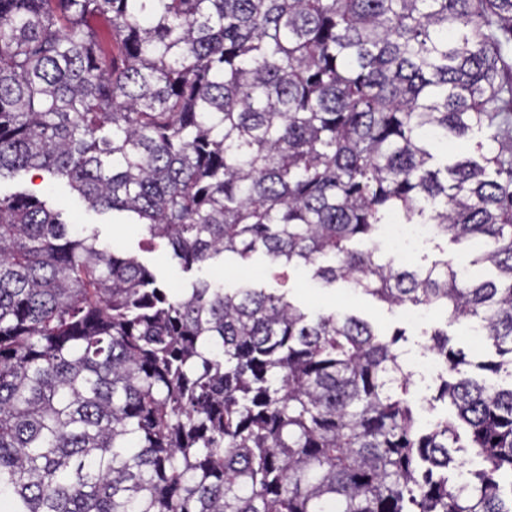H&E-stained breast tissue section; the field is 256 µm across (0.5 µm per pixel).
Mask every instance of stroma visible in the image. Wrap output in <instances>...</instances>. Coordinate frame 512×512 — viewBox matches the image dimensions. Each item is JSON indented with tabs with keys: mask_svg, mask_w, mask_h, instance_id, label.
I'll list each match as a JSON object with an SVG mask.
<instances>
[{
	"mask_svg": "<svg viewBox=\"0 0 512 512\" xmlns=\"http://www.w3.org/2000/svg\"><path fill=\"white\" fill-rule=\"evenodd\" d=\"M16 192L43 197L50 208L60 212L62 220L86 232L97 233L104 244L137 257L156 275L160 285L173 291H184L195 281L213 278L220 271L224 274L225 288H263L285 295L312 313L355 315L368 321L384 338L399 335L397 349L414 366L430 358L428 334L434 330L447 333L451 345L464 348L474 360H490L495 356L491 343L472 339L463 324L449 321L443 309L427 311L421 322H412L403 308L354 292L349 284L341 281L323 284L314 278L312 268L292 270L273 264L260 252L247 259L228 253L214 264L183 269L164 240L151 238L142 225L130 223L124 215L88 208L65 182L51 179L46 172L31 170L0 179L1 195Z\"/></svg>",
	"mask_w": 512,
	"mask_h": 512,
	"instance_id": "1",
	"label": "stroma"
}]
</instances>
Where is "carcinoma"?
I'll return each mask as SVG.
<instances>
[{"label": "carcinoma", "mask_w": 512, "mask_h": 512, "mask_svg": "<svg viewBox=\"0 0 512 512\" xmlns=\"http://www.w3.org/2000/svg\"><path fill=\"white\" fill-rule=\"evenodd\" d=\"M510 127L512 0H0V178L45 171L186 270L261 250L443 307L498 355L431 334L485 463L460 486L398 337L262 288L171 294L0 196V512H512V387L469 372L512 379ZM380 224L470 250L351 248ZM466 250L467 245L464 243H456L449 238H434L430 235L416 248L411 265L429 266L438 260H450Z\"/></svg>", "instance_id": "1"}]
</instances>
